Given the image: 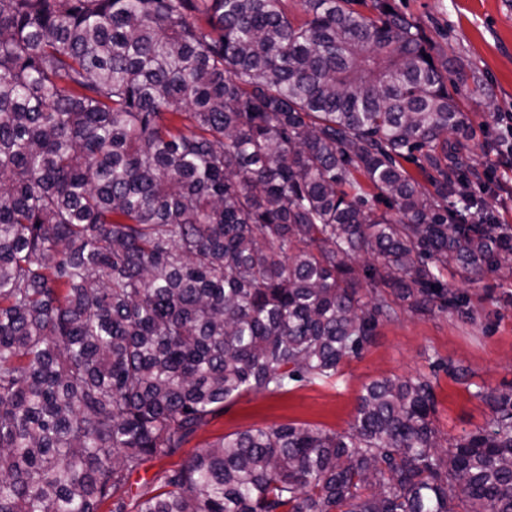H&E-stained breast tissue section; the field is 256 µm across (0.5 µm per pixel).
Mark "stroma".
Instances as JSON below:
<instances>
[{"mask_svg":"<svg viewBox=\"0 0 512 512\" xmlns=\"http://www.w3.org/2000/svg\"><path fill=\"white\" fill-rule=\"evenodd\" d=\"M419 25L438 64L456 82L459 101L477 134L462 149L475 159L484 178L476 190L501 224L512 225V191L500 186L512 178L501 144L503 113H512V0H391ZM482 80L487 94L472 100L466 90ZM448 290L465 293L480 312L468 320L454 312L428 317L398 309L380 322L372 343L346 361L335 380L290 387L279 394L242 395L200 430L182 454L162 466L182 464L206 443L238 431L301 424L346 431L359 395L382 378L426 376L436 395L433 424L441 440L462 439L488 428L491 411L476 390H512V277L487 274L467 285L448 278Z\"/></svg>","mask_w":512,"mask_h":512,"instance_id":"1","label":"stroma"}]
</instances>
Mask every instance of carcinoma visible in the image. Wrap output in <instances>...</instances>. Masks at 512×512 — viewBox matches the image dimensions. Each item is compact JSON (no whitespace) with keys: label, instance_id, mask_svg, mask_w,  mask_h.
Here are the masks:
<instances>
[{"label":"carcinoma","instance_id":"1","mask_svg":"<svg viewBox=\"0 0 512 512\" xmlns=\"http://www.w3.org/2000/svg\"><path fill=\"white\" fill-rule=\"evenodd\" d=\"M358 2L0 0V512H512V394L444 447L422 377L132 491L395 305L473 318L445 274L512 271L448 77Z\"/></svg>","mask_w":512,"mask_h":512}]
</instances>
